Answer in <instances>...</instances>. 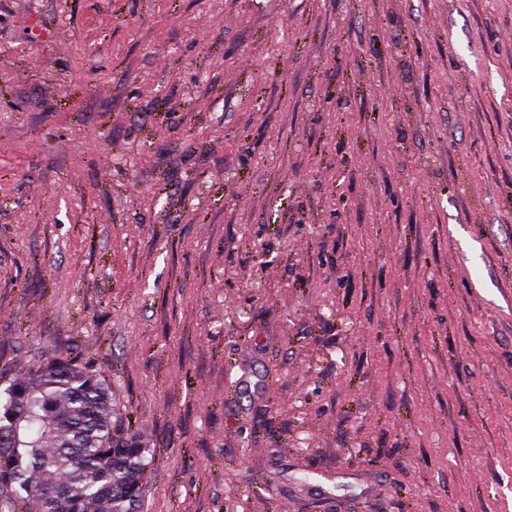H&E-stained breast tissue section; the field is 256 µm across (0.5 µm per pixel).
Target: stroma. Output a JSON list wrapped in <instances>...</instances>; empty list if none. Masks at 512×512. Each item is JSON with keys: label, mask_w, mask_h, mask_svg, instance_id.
<instances>
[{"label": "stroma", "mask_w": 512, "mask_h": 512, "mask_svg": "<svg viewBox=\"0 0 512 512\" xmlns=\"http://www.w3.org/2000/svg\"><path fill=\"white\" fill-rule=\"evenodd\" d=\"M62 357L144 512H512V0H0V378Z\"/></svg>", "instance_id": "35a3bbf8"}]
</instances>
